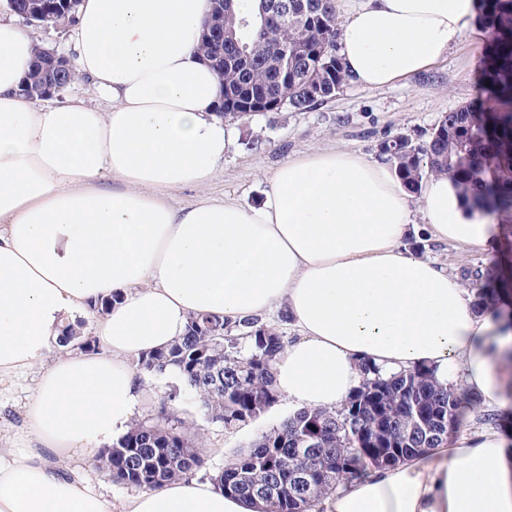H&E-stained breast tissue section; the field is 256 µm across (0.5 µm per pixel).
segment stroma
Masks as SVG:
<instances>
[{
  "instance_id": "obj_1",
  "label": "stroma",
  "mask_w": 512,
  "mask_h": 512,
  "mask_svg": "<svg viewBox=\"0 0 512 512\" xmlns=\"http://www.w3.org/2000/svg\"><path fill=\"white\" fill-rule=\"evenodd\" d=\"M493 39V30L481 25L423 74L379 89L351 82L310 109H284L236 123V147L219 163L214 178L202 187L190 185L173 191L171 204L182 207L203 198L230 197L253 205L268 189L276 168L289 160L320 149L341 148L375 161L381 142L389 137L405 135L424 141L446 113L486 101L482 73ZM424 255L453 275L465 267H478L512 279V240L500 233L482 247L433 241ZM38 375V370H30L0 388V431L13 434L23 430L24 406L34 394ZM179 403L184 418L198 424L207 464L196 476L208 481L258 433L275 427L290 412L282 399L255 421L227 431L202 420L199 400L189 391H181Z\"/></svg>"
}]
</instances>
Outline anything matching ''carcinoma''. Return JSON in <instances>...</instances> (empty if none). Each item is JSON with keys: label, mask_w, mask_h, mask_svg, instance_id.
<instances>
[{"label": "carcinoma", "mask_w": 512, "mask_h": 512, "mask_svg": "<svg viewBox=\"0 0 512 512\" xmlns=\"http://www.w3.org/2000/svg\"><path fill=\"white\" fill-rule=\"evenodd\" d=\"M296 3L299 23L271 13L267 0H257L246 17L226 2L206 19L224 31V46L205 40L202 53L223 81L225 119H249L255 113L244 106L266 100L304 110L346 85L348 76L336 51L335 0ZM478 9L495 32L484 81L496 108L463 106L444 115L426 142L393 136L381 143L379 155L411 193L424 178H452L469 206L496 216L512 235V0H478ZM279 43L294 52L295 68L288 73L274 52ZM53 78L39 64L31 66L25 97L43 98ZM319 82L329 92L313 98L307 87ZM483 279L479 268L462 271L476 312L497 298L484 288ZM287 343L282 331L259 317L232 325L218 316L193 317L186 336L163 351L139 357L136 368L154 377L174 369L193 393L213 390L210 422L234 430L278 402L273 362ZM361 374L355 391L364 402L361 409L351 413L345 405L334 411L293 412L229 459L214 478L216 486L262 504V512H300L294 477L306 470L316 488L306 510L318 512L321 501L339 486L422 455L457 429L461 395L454 387H441L429 370L383 378L364 363ZM159 414L153 423L136 421L104 450L113 482L152 491L205 466L204 449L188 432L190 424L179 409L164 402ZM298 448H309L311 454L300 460L294 457Z\"/></svg>", "instance_id": "cac0c4a2"}]
</instances>
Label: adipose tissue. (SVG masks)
<instances>
[{
  "instance_id": "ef3b65f1",
  "label": "adipose tissue",
  "mask_w": 512,
  "mask_h": 512,
  "mask_svg": "<svg viewBox=\"0 0 512 512\" xmlns=\"http://www.w3.org/2000/svg\"><path fill=\"white\" fill-rule=\"evenodd\" d=\"M341 2L337 51L366 88L430 69L477 10L475 0ZM210 10V0H81L72 62L105 110L22 97L37 44L13 11L0 13V384L43 367L25 432L0 445V512H113L101 485L64 462L127 428L142 396L132 360L166 348L195 315L286 309L298 334L274 378L298 409L341 407L364 361L386 377L426 367L446 386L464 379L484 405L507 404L503 322L472 314L458 277L401 244L414 199L438 240L489 241L453 179L424 180L414 196L389 164L330 149L280 165L257 206L167 202L209 182L234 145L218 114L223 84L200 52ZM107 175L115 188L100 187ZM89 314L94 349L75 341L43 366L62 330ZM121 509L257 512L196 478ZM320 509L512 512V436L460 434Z\"/></svg>"
}]
</instances>
